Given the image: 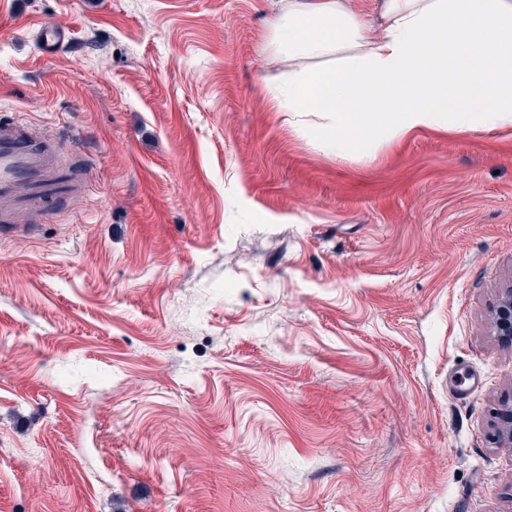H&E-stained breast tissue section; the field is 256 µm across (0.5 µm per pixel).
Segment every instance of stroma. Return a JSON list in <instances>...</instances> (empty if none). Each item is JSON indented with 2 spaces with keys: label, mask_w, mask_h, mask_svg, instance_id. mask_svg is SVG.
Masks as SVG:
<instances>
[{
  "label": "stroma",
  "mask_w": 512,
  "mask_h": 512,
  "mask_svg": "<svg viewBox=\"0 0 512 512\" xmlns=\"http://www.w3.org/2000/svg\"><path fill=\"white\" fill-rule=\"evenodd\" d=\"M277 8L0 0V112L85 183L0 230V512H512V126L323 151ZM39 33L42 51L47 55L54 54L67 37L65 30L53 25L41 26ZM499 336H512V289L508 288L498 300L493 316Z\"/></svg>",
  "instance_id": "stroma-1"
}]
</instances>
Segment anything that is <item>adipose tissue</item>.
Returning a JSON list of instances; mask_svg holds the SVG:
<instances>
[{
  "label": "adipose tissue",
  "instance_id": "ef3b65f1",
  "mask_svg": "<svg viewBox=\"0 0 512 512\" xmlns=\"http://www.w3.org/2000/svg\"><path fill=\"white\" fill-rule=\"evenodd\" d=\"M267 50L274 108L327 114V152L512 125V0H280Z\"/></svg>",
  "mask_w": 512,
  "mask_h": 512
}]
</instances>
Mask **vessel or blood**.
Here are the masks:
<instances>
[{"mask_svg":"<svg viewBox=\"0 0 512 512\" xmlns=\"http://www.w3.org/2000/svg\"><path fill=\"white\" fill-rule=\"evenodd\" d=\"M37 135L15 115L0 117V223L14 221L11 204L20 184L40 182L55 162L36 146Z\"/></svg>","mask_w":512,"mask_h":512,"instance_id":"obj_1","label":"vessel or blood"}]
</instances>
